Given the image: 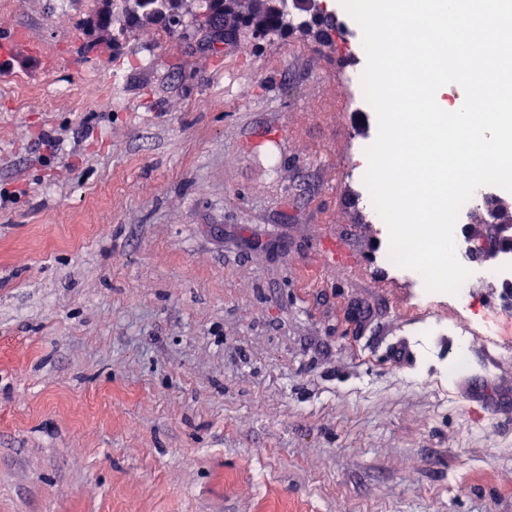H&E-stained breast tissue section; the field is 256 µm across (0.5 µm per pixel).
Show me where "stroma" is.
I'll return each instance as SVG.
<instances>
[{
	"instance_id": "obj_1",
	"label": "stroma",
	"mask_w": 512,
	"mask_h": 512,
	"mask_svg": "<svg viewBox=\"0 0 512 512\" xmlns=\"http://www.w3.org/2000/svg\"><path fill=\"white\" fill-rule=\"evenodd\" d=\"M97 8L0 0V512H512V335L384 263L343 38ZM176 0H99L100 8L89 23L98 41L115 43L145 24L161 23L173 34L187 27Z\"/></svg>"
}]
</instances>
